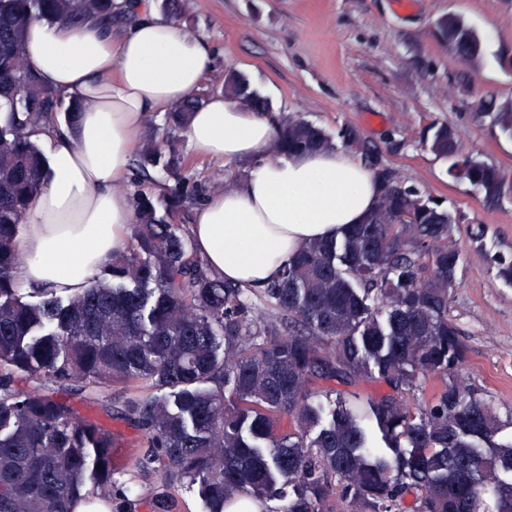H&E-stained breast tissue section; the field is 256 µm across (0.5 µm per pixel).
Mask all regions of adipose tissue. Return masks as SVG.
Listing matches in <instances>:
<instances>
[{"label":"adipose tissue","mask_w":512,"mask_h":512,"mask_svg":"<svg viewBox=\"0 0 512 512\" xmlns=\"http://www.w3.org/2000/svg\"><path fill=\"white\" fill-rule=\"evenodd\" d=\"M122 33L96 15L80 27L37 22L25 56L44 85L81 112L47 135V177L26 219L18 276L24 287L71 295L88 287L126 246L135 217L124 181L136 134L152 116L194 97L214 70L203 37L136 0ZM279 125L216 95L191 112L187 134L201 154L240 172L194 213L190 233L211 272L249 288L276 279L313 241L341 238L380 200L374 173L341 150L271 159Z\"/></svg>","instance_id":"1"}]
</instances>
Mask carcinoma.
<instances>
[{
	"instance_id": "carcinoma-1",
	"label": "carcinoma",
	"mask_w": 512,
	"mask_h": 512,
	"mask_svg": "<svg viewBox=\"0 0 512 512\" xmlns=\"http://www.w3.org/2000/svg\"><path fill=\"white\" fill-rule=\"evenodd\" d=\"M129 3L0 0V99L22 114L0 126V512H75L89 484L109 512H141L146 499L116 478L112 430L73 401L82 392L142 431L136 469L187 481L206 512H224L238 492L265 503L285 487L276 512H512V439L497 440L495 410L462 384L466 348L448 318L458 253L435 243L455 218L381 163L354 127L333 136L302 117L278 118L272 158L341 145L383 191L365 223L304 247L266 287L214 276L143 188L160 165L169 211L207 198L175 136L197 97L165 113L166 135L149 133L135 148L137 177L119 185L136 217L127 248L79 293H23L18 241L44 172L32 136L62 104L24 58L25 31L41 21L76 27L90 14L131 20ZM437 28L460 58L478 55L479 38L459 17ZM223 92L269 109L235 72ZM493 121L512 136V105ZM430 147L486 206L499 204L506 177L462 153L457 130L437 128ZM430 376L442 388L410 406ZM363 381L384 391L362 402L327 386ZM118 383L147 394L114 410ZM319 392L329 407L314 402Z\"/></svg>"
}]
</instances>
